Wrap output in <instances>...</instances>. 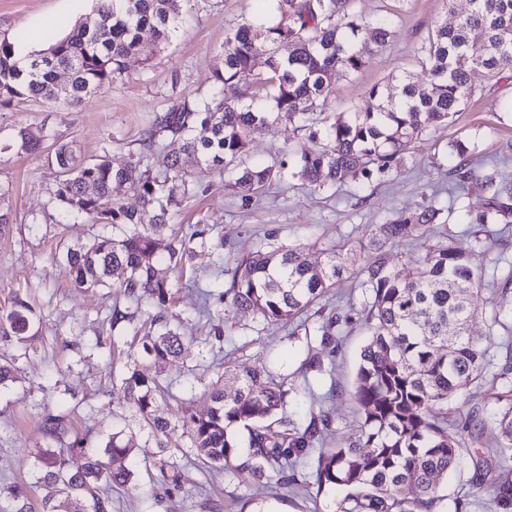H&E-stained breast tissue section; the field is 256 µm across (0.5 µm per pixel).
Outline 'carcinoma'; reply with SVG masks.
Returning a JSON list of instances; mask_svg holds the SVG:
<instances>
[{
	"mask_svg": "<svg viewBox=\"0 0 512 512\" xmlns=\"http://www.w3.org/2000/svg\"><path fill=\"white\" fill-rule=\"evenodd\" d=\"M182 2L96 0L92 22H82L23 58L13 42L0 40V106L18 99L75 106L111 87L139 52L143 32L161 44L169 40ZM467 4L454 23L437 26L421 46L426 80L395 76L370 88L369 96L379 99L375 111L331 120L325 106L336 81L364 65L358 44L382 46L393 36L391 18L358 15L351 0H273L270 17L225 34L224 69L213 72L216 83L260 86L268 103L253 96L231 103L187 95L155 115L140 135L139 149L120 166L107 151L85 162L73 142L19 128L15 142L22 151H40L51 140L48 162L59 176L52 203L59 214L111 228L62 251L74 286L108 288L112 272L122 271L120 288L133 308L114 305L110 325H134L140 352L161 368L184 353L183 338L166 318L175 287L170 276L183 279L199 248L210 252L217 279L200 290L196 313L211 326L209 336L218 349H224V329L216 320L226 306L250 309L268 326L293 323L347 272L341 254L327 251L325 264L316 268L306 258L305 243L257 249L238 260L224 285V240H211L206 218L189 225L178 240L162 244L171 215L202 189L184 158L194 160L201 172H227L224 188L243 201L283 170L320 189L392 171L423 133L449 125L465 110L480 83L512 73V0ZM475 42L484 45L480 55L471 53ZM284 43L292 47L285 58L278 54ZM261 55L267 64L263 76L254 73ZM60 69L69 73L63 85L57 82ZM281 119L307 131L313 145L293 151L277 168L239 166L251 142ZM167 143L180 144L179 151L164 154L158 167L131 179L130 171ZM454 148L459 161L452 167L453 199L475 188L484 195L482 210L433 201L396 213L360 245L372 257L357 271L368 291L358 315L369 332L352 391L359 408L357 432L334 448H323L334 423L325 403L334 393L314 396L310 377L334 373L336 337L350 316L319 309L313 325L319 351L307 354L298 386L302 396L313 397L318 413L306 423L283 416L287 383L269 370L232 373L230 396L224 393V379L217 380L209 411L182 423L196 455L212 468L243 474L258 491L273 481L295 485L299 476L308 489L314 484L319 492L341 490L345 496L337 512H437L441 483L465 452V439L448 428V409L464 406L466 392L483 381L490 364L489 347L469 335V325L479 314L490 267L503 262L485 258L483 249L465 253L452 247L443 215L456 213L461 223L476 224L482 232L489 224H512V183L500 177L501 161L473 162L465 157V146ZM124 183L141 208L112 199L113 185ZM430 233L438 242L425 256L409 258L399 268L392 265L389 245ZM33 325L31 307L19 298L0 315V334L19 342ZM120 392L153 434L168 432L170 421L157 414V379L129 366ZM494 398L490 418L472 413L469 419L472 435H481L489 420L498 429L495 441L473 459L476 475L467 492L488 512L512 502V385H504ZM41 428L47 445L35 453V480L45 490L43 512H70L72 504L82 512H112V498L101 485L132 481V449L116 433L104 449L92 446L88 437L72 434L71 421L62 413L47 412ZM73 452L85 456L80 471L69 469ZM184 477V465L171 453L160 459L154 480L169 490Z\"/></svg>",
	"mask_w": 512,
	"mask_h": 512,
	"instance_id": "1",
	"label": "carcinoma"
}]
</instances>
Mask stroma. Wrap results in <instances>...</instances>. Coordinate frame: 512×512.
<instances>
[{
  "label": "stroma",
  "instance_id": "stroma-1",
  "mask_svg": "<svg viewBox=\"0 0 512 512\" xmlns=\"http://www.w3.org/2000/svg\"><path fill=\"white\" fill-rule=\"evenodd\" d=\"M269 6V0H183V21L169 41L159 45L151 33H144L141 53L111 88L64 109L39 100L0 107V208L10 209L12 217L11 223L0 225V314L20 296L41 319L38 331L24 342L0 335V355L13 358L17 367L10 392L0 395V512H13L4 490L15 484L28 486L33 506L41 504L42 492L33 485L32 453L45 443L41 417L48 408L69 414L77 434L102 441L117 431L132 448L136 475L127 487L111 489L112 512H336L339 497L334 491L314 496L273 483L259 493L243 476L194 464L187 467L181 488L153 501L154 464L160 457L156 441L116 391L131 337L110 330L105 321L109 309L125 301L119 290L123 275L114 272L108 288H73L58 252L85 240L92 227L61 223L44 212L56 185L47 155L21 151L13 141L18 128L46 126L74 142L86 160L107 149L114 164L125 163L147 118L182 95L208 93L213 72L223 66L226 32L254 22ZM92 9L93 0H0V39L14 42L18 52L28 55L44 48L48 36L67 35ZM449 17L445 0H405L394 36L382 46L364 44L365 65L337 82L328 102L330 112L339 116L374 107L367 95L372 85L398 73L420 75L419 48L437 22ZM457 140L469 142L475 161L507 156L499 173L512 180V76L481 83L454 123L427 131L397 169L370 183L318 191L288 178L266 186L245 203L227 194L225 173L210 171L201 176L203 193L187 200L169 225L175 229L206 217L214 226L213 237L224 241L228 269L250 249L298 242L309 244L312 265H321L326 250L336 248L359 267L366 261L361 244L396 211L434 198L447 204L453 166L449 146ZM306 142L305 133L293 124L278 122L251 144L244 163L279 165L286 149ZM195 285L185 280L178 284L172 309L187 345L183 362L161 371L149 359L138 360L146 374H160L171 393L159 404L160 415L173 426L164 439L171 449L189 448L181 421L209 410L208 391L223 368L267 367L298 384V368L307 355L302 344L290 339L288 329L268 327L252 311L230 308L222 316L230 339L223 353L213 355L203 341L206 330L197 322ZM480 305L484 313L472 321L470 334L489 345L498 366L512 347V301L502 302L499 290L489 288ZM501 307L508 310L503 327L487 316ZM366 334L354 320L336 341V394L331 405L334 426L345 437L359 425L349 393Z\"/></svg>",
  "mask_w": 512,
  "mask_h": 512
}]
</instances>
